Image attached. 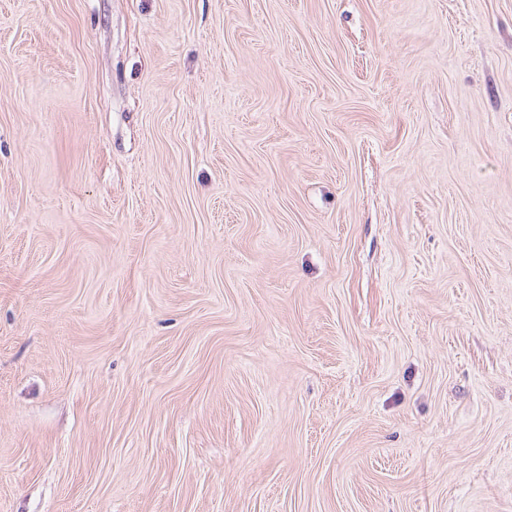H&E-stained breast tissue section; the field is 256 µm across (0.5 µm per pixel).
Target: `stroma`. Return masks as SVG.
<instances>
[{
    "label": "stroma",
    "instance_id": "1",
    "mask_svg": "<svg viewBox=\"0 0 512 512\" xmlns=\"http://www.w3.org/2000/svg\"><path fill=\"white\" fill-rule=\"evenodd\" d=\"M0 512H512V0H0Z\"/></svg>",
    "mask_w": 512,
    "mask_h": 512
}]
</instances>
